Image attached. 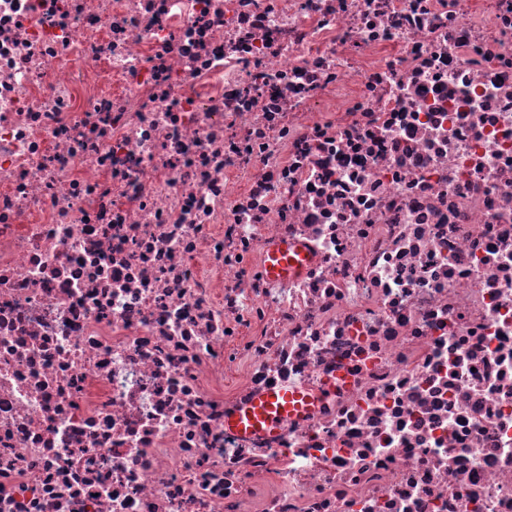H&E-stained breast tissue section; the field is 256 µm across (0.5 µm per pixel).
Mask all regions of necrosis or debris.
<instances>
[{
	"label": "necrosis or debris",
	"instance_id": "4bbe7bcc",
	"mask_svg": "<svg viewBox=\"0 0 512 512\" xmlns=\"http://www.w3.org/2000/svg\"><path fill=\"white\" fill-rule=\"evenodd\" d=\"M0 512H512V0H0ZM289 252L298 255V259L289 256ZM265 269L273 278H288L299 273L305 261V252L300 248H291L287 244H278L269 248ZM306 408H310L309 400L298 394L288 391L268 393L241 407L227 420V425L246 434H276L289 419Z\"/></svg>",
	"mask_w": 512,
	"mask_h": 512
}]
</instances>
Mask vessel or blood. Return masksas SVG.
Listing matches in <instances>:
<instances>
[{"label":"vessel or blood","mask_w":512,"mask_h":512,"mask_svg":"<svg viewBox=\"0 0 512 512\" xmlns=\"http://www.w3.org/2000/svg\"><path fill=\"white\" fill-rule=\"evenodd\" d=\"M303 264V259L291 257L288 245L278 244L269 248L265 268L271 277L285 278L299 273ZM302 409L300 395L285 391L269 393L241 407L227 424L246 434H274Z\"/></svg>","instance_id":"vessel-or-blood-1"}]
</instances>
